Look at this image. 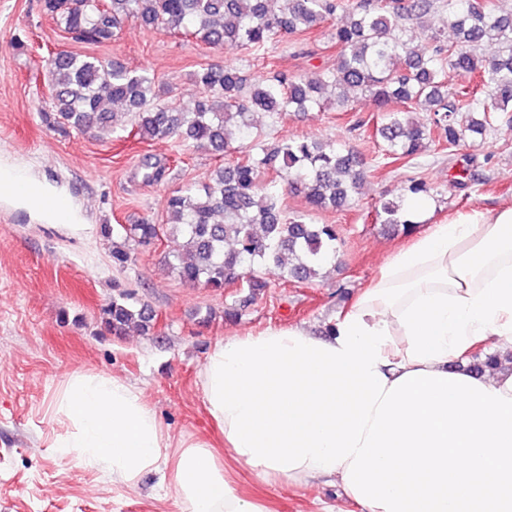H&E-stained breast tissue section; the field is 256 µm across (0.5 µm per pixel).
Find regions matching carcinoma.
Returning a JSON list of instances; mask_svg holds the SVG:
<instances>
[{"instance_id": "carcinoma-1", "label": "carcinoma", "mask_w": 512, "mask_h": 512, "mask_svg": "<svg viewBox=\"0 0 512 512\" xmlns=\"http://www.w3.org/2000/svg\"><path fill=\"white\" fill-rule=\"evenodd\" d=\"M43 11L82 43L111 40L129 20L213 47L260 52L278 39L305 35L341 19L331 33L339 49L336 68L308 76L274 73L254 81L237 67L206 65L194 73L202 96L190 112L164 102V91L146 71L118 62L60 50L45 63L51 111L61 129H92L112 136L122 117L137 135L204 147L217 156L237 149L240 157L215 168L197 187L178 188L166 201V224H121L123 244L112 263L125 267L131 249L149 246L164 230L181 237L169 267L180 281L216 293L228 285L247 291L243 302L268 288L262 273L278 268L298 282L321 277L323 262L336 256L332 224L289 215L280 204L281 185L299 188L315 209L350 208L358 201L366 171L360 157L333 143L309 138L265 139L254 123L264 112L278 119L289 112L332 107L351 110L353 96L369 95L384 112L376 133L391 162H408L438 145L454 149L484 138L490 116L512 112V6L505 0H43ZM448 14L454 41L438 32L418 48L406 37V22L436 9ZM498 46L487 60L484 43ZM434 115L432 125L412 113ZM234 129L237 146L228 130ZM413 180L400 196L379 203L377 216L394 231L409 232L405 196L425 195ZM154 316L121 291L103 309L101 329L120 336L130 324L147 333ZM472 368L507 363L512 353L474 355Z\"/></svg>"}]
</instances>
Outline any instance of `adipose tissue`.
<instances>
[{"instance_id": "obj_1", "label": "adipose tissue", "mask_w": 512, "mask_h": 512, "mask_svg": "<svg viewBox=\"0 0 512 512\" xmlns=\"http://www.w3.org/2000/svg\"><path fill=\"white\" fill-rule=\"evenodd\" d=\"M0 200L76 237L63 188L0 161ZM512 347V205L434 224L392 255L333 327L227 336L200 372L224 451L265 484L339 485L361 512H512V370L477 376L479 348ZM61 458L133 489L159 472L182 512H267L209 441L172 444L122 376L76 371L55 402Z\"/></svg>"}]
</instances>
